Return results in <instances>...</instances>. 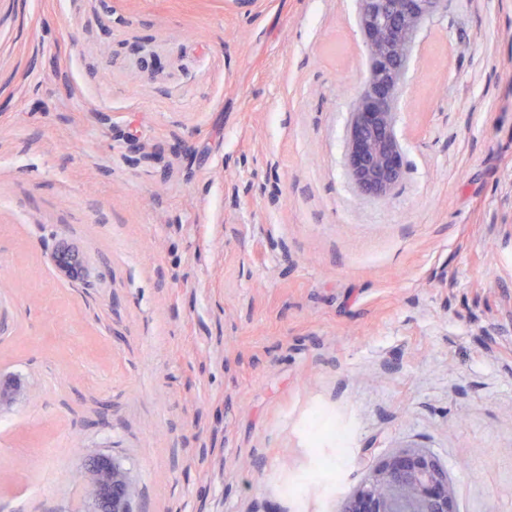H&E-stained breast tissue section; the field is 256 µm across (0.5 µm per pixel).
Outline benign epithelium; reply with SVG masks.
<instances>
[{"instance_id": "benign-epithelium-1", "label": "benign epithelium", "mask_w": 512, "mask_h": 512, "mask_svg": "<svg viewBox=\"0 0 512 512\" xmlns=\"http://www.w3.org/2000/svg\"><path fill=\"white\" fill-rule=\"evenodd\" d=\"M441 0H358L367 70L350 102L346 161L364 194L385 199L404 172L397 136L398 104L418 31ZM57 274L78 282L88 275L78 249L63 242L52 254ZM90 490L88 512H132L133 480L116 460L98 455L70 474ZM338 512H457L452 480L435 457L418 448H397L365 475Z\"/></svg>"}]
</instances>
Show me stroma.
Segmentation results:
<instances>
[{
	"label": "stroma",
	"instance_id": "obj_1",
	"mask_svg": "<svg viewBox=\"0 0 512 512\" xmlns=\"http://www.w3.org/2000/svg\"><path fill=\"white\" fill-rule=\"evenodd\" d=\"M365 70L356 0H0V512L99 454L133 512H336L394 448L512 512V0L420 31L383 200ZM52 262L57 274L66 280L78 282L88 275L80 252L67 242L58 245L52 254Z\"/></svg>",
	"mask_w": 512,
	"mask_h": 512
}]
</instances>
